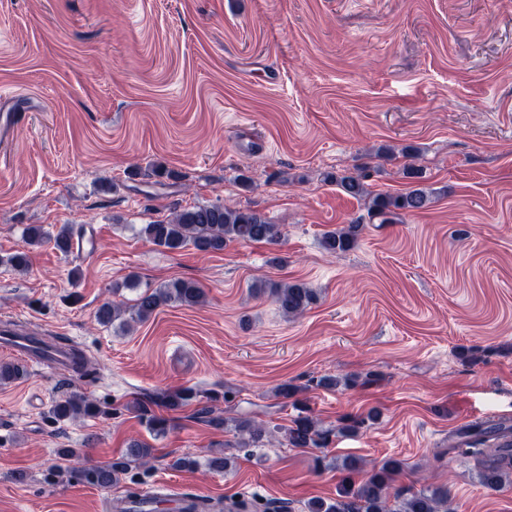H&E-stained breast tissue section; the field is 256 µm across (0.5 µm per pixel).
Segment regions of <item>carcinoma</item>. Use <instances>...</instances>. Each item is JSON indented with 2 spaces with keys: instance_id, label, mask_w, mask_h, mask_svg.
<instances>
[{
  "instance_id": "carcinoma-1",
  "label": "carcinoma",
  "mask_w": 512,
  "mask_h": 512,
  "mask_svg": "<svg viewBox=\"0 0 512 512\" xmlns=\"http://www.w3.org/2000/svg\"><path fill=\"white\" fill-rule=\"evenodd\" d=\"M336 185L343 192L354 197L368 196L363 176L344 173L335 177ZM433 191L416 187L397 195H376L370 199L368 214L376 224H397L403 217L426 209L431 203ZM362 225L348 224L342 228L327 231L321 238V247L328 253L344 252L356 242ZM141 235L156 246L170 252H178L191 245L200 252H219L229 242L272 243L281 232L277 225L270 223L254 210H243L221 204L196 205L172 213L166 220L145 224ZM28 245L38 247L45 242L53 244L60 253L67 255L74 249V231L71 225H61L51 234L41 225H30L26 229ZM13 269L26 272L30 266L28 252H16L0 258ZM257 294L267 293L278 309L288 317L303 314L315 300V291L301 282L256 283ZM205 299V291L194 281L175 280L160 288L146 290L138 295L134 304L121 308L116 304H104L97 313V321L110 324L121 315L127 314L133 321L144 322L162 305L178 303L196 306ZM196 393L190 388L165 392L155 402L176 411L191 405ZM141 421L156 435L167 430V420L157 416L144 404H137ZM54 421L65 422L77 418L96 419L105 414L98 404L82 395H70L54 403L50 410ZM371 412L367 418L345 417L340 420L336 432L343 435L355 434L365 425L366 420L375 419ZM234 429L241 435V444L258 446L266 437V428L250 418L235 420ZM285 443L291 448H323L330 431L323 429L317 419L305 411L293 418L291 425L279 428ZM448 452L463 459H472L479 465L478 479L482 487L497 490L512 483V425L489 421L475 422L461 430L448 444ZM153 457V449L146 444L132 443L121 457L105 464L83 467L78 470H57V475L79 479L91 486L108 489L121 481L122 476L133 468L147 463ZM338 469L351 475L363 472L362 464L355 458L347 457ZM402 464L388 459L380 466L365 473L358 486H348L336 498H312L307 501V512H454L448 490L426 486L412 491L395 487Z\"/></svg>"
}]
</instances>
